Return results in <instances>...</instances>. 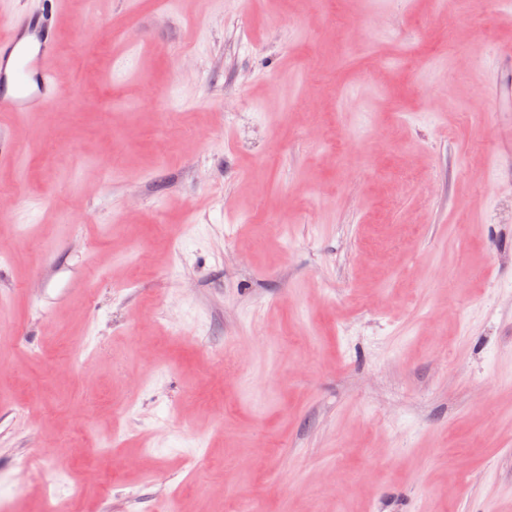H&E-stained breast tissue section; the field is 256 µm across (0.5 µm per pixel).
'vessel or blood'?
Masks as SVG:
<instances>
[{
    "mask_svg": "<svg viewBox=\"0 0 512 512\" xmlns=\"http://www.w3.org/2000/svg\"><path fill=\"white\" fill-rule=\"evenodd\" d=\"M41 11L14 18L0 37V110L43 111L59 94L50 62L56 53L54 16L59 0H44ZM494 95L504 107L512 106V50L500 51Z\"/></svg>",
    "mask_w": 512,
    "mask_h": 512,
    "instance_id": "obj_1",
    "label": "vessel or blood"
}]
</instances>
